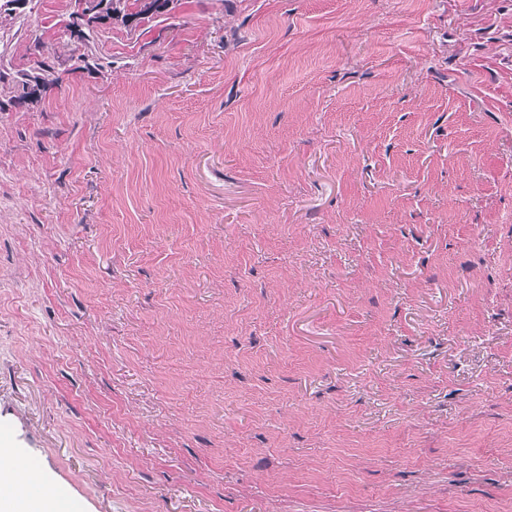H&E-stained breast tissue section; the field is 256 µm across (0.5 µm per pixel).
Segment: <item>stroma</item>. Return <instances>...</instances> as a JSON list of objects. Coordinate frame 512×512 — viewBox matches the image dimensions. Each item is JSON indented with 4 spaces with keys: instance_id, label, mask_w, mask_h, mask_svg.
<instances>
[{
    "instance_id": "stroma-1",
    "label": "stroma",
    "mask_w": 512,
    "mask_h": 512,
    "mask_svg": "<svg viewBox=\"0 0 512 512\" xmlns=\"http://www.w3.org/2000/svg\"><path fill=\"white\" fill-rule=\"evenodd\" d=\"M0 12V426L83 512H512V0Z\"/></svg>"
}]
</instances>
